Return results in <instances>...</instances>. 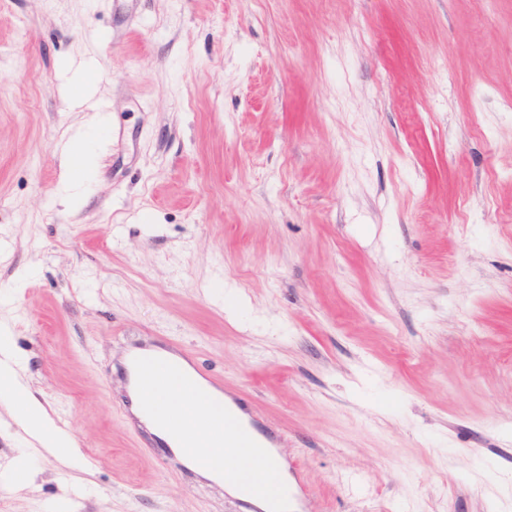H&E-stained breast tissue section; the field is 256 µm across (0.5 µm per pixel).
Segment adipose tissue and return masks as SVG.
<instances>
[{
	"label": "adipose tissue",
	"instance_id": "1",
	"mask_svg": "<svg viewBox=\"0 0 512 512\" xmlns=\"http://www.w3.org/2000/svg\"><path fill=\"white\" fill-rule=\"evenodd\" d=\"M13 336L0 329V401L8 406L10 415L22 429L50 453L74 457L76 444L71 436L57 428L41 401L22 379L18 362L12 352Z\"/></svg>",
	"mask_w": 512,
	"mask_h": 512
}]
</instances>
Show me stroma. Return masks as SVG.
<instances>
[{"instance_id": "stroma-1", "label": "stroma", "mask_w": 512, "mask_h": 512, "mask_svg": "<svg viewBox=\"0 0 512 512\" xmlns=\"http://www.w3.org/2000/svg\"><path fill=\"white\" fill-rule=\"evenodd\" d=\"M511 102L512 0H0V322L78 446L0 405V512H247L136 426L152 345L291 512H512ZM89 149L85 140H73L66 151L62 178L68 182H82L89 172Z\"/></svg>"}]
</instances>
